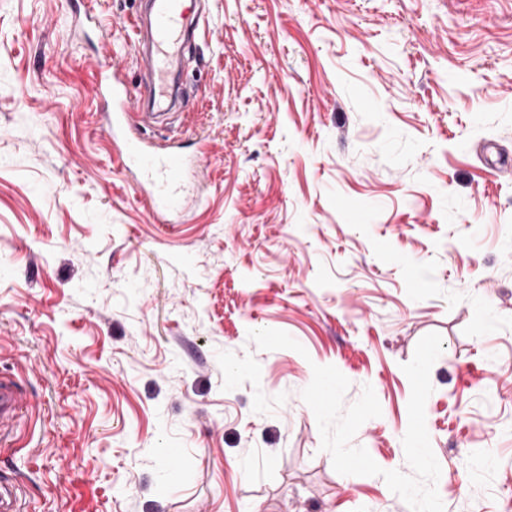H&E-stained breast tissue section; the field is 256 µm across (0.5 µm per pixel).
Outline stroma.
Segmentation results:
<instances>
[{"label": "stroma", "instance_id": "stroma-1", "mask_svg": "<svg viewBox=\"0 0 512 512\" xmlns=\"http://www.w3.org/2000/svg\"><path fill=\"white\" fill-rule=\"evenodd\" d=\"M82 3L0 0V370L40 410L4 467L30 512H410L334 470L301 392L316 364L345 404L371 385L352 443L410 473L402 366L433 332L444 512H512V0H206L182 224L94 89L118 54L143 93L142 0Z\"/></svg>", "mask_w": 512, "mask_h": 512}]
</instances>
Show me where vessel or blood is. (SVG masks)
<instances>
[{
	"label": "vessel or blood",
	"mask_w": 512,
	"mask_h": 512,
	"mask_svg": "<svg viewBox=\"0 0 512 512\" xmlns=\"http://www.w3.org/2000/svg\"><path fill=\"white\" fill-rule=\"evenodd\" d=\"M186 0H152L150 31L156 47L178 43L184 34ZM119 63L100 68L97 93L109 109L108 129L114 154L122 167L137 174L136 188L152 215L163 224H175L185 213L182 192L200 158L181 146L162 145L141 138L157 116L142 111L119 77ZM34 407L15 375H0V455L14 456L21 448L20 432L31 423ZM24 482L20 476L0 475V512H26Z\"/></svg>",
	"instance_id": "vessel-or-blood-1"
}]
</instances>
